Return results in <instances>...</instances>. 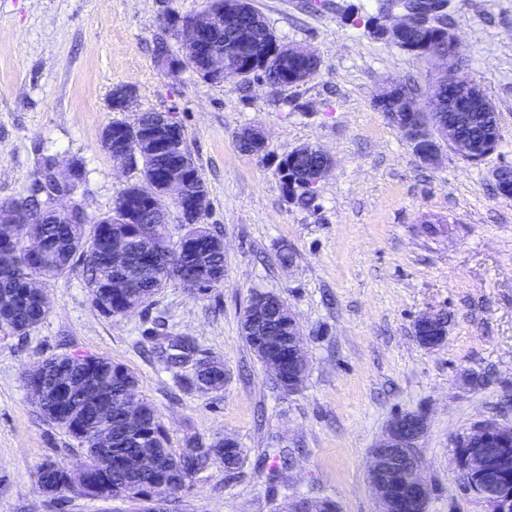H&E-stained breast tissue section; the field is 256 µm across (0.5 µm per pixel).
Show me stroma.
I'll return each mask as SVG.
<instances>
[{
	"instance_id": "35a3bbf8",
	"label": "stroma",
	"mask_w": 512,
	"mask_h": 512,
	"mask_svg": "<svg viewBox=\"0 0 512 512\" xmlns=\"http://www.w3.org/2000/svg\"><path fill=\"white\" fill-rule=\"evenodd\" d=\"M277 39L313 50L318 73L297 87L205 80L173 73L158 43L178 52L165 17L193 16L209 0H0V200L28 193L42 155L85 164L77 198L90 220L130 182L102 150L104 128L136 113H174L208 191L202 223L224 239L222 286L195 297L169 282L148 308L112 316L93 306L80 273L41 281L50 315L28 335L0 331V512H137L39 487L45 460L77 463L81 450L49 422L21 373L41 357L104 356L128 366L173 450L188 439L234 437L239 474L216 465L173 512H280L296 496L338 512H377L369 451L399 412L424 409L418 445L428 512H488L461 494L454 441L478 422L512 425V197L492 173L512 165V0H449L468 77L495 105L502 140L479 162L442 149L423 164L373 104L379 84L416 78L435 62L364 35L341 18L376 0H254ZM137 90L135 109L109 105L113 87ZM262 126L269 158L240 151V129ZM320 146L334 167L313 209L284 194L274 157ZM288 245L291 266L276 251ZM256 292L283 298L304 332L308 376L293 393L273 388L240 322ZM445 317L446 339L422 347L414 322ZM186 336L195 356L220 358L223 390L174 380L164 336ZM292 461L269 487L273 451Z\"/></svg>"
}]
</instances>
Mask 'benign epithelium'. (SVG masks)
I'll list each match as a JSON object with an SVG mask.
<instances>
[{
    "label": "benign epithelium",
    "instance_id": "1",
    "mask_svg": "<svg viewBox=\"0 0 512 512\" xmlns=\"http://www.w3.org/2000/svg\"><path fill=\"white\" fill-rule=\"evenodd\" d=\"M400 6L394 8L382 20L384 38L389 42H400L406 33L414 30L426 31L437 25L436 16L443 9L436 5L437 0H397ZM239 6L234 0L224 4V14L217 15L207 10L189 18L182 26L184 32V59L191 60L194 52L205 59L207 71L215 77L238 76L252 65L254 57L248 48V36L240 26ZM442 49L419 48L422 56L441 62V75L448 74L449 61L456 57V36L443 32ZM271 52L282 62L302 59L305 67L295 73L301 82L312 79L319 70L320 60L312 52L297 46L274 42ZM137 98V90L132 85L123 88L121 96L110 100L115 112L128 111ZM375 105L386 119L396 126L406 143L423 161L432 163L439 156L441 145L456 149L457 134L451 125L443 126L436 116V98L425 97L424 107H419L417 97L395 80L385 81L375 94ZM171 124L170 116L159 113L157 119L147 122L127 124L129 142L121 150H113L110 157L122 169L135 170L145 156H156L167 143L164 127ZM324 165L304 175V182L312 190L331 170L332 161L324 155ZM191 166L189 158L176 160L161 172L160 178L149 186L139 185L140 193L156 202L186 201L190 212H201L207 207V197L199 191H191L185 171ZM79 166L71 162L67 175H54L59 189L52 193L51 215L60 224H85L87 218L81 206L72 201L76 192L75 184ZM24 219V207L14 206L0 209V244L11 241L18 224ZM269 295L258 293L247 307V319L261 321L266 315ZM288 318V359L298 364V371L288 376L282 375L283 364L277 359L264 362L284 391L295 392L302 387L308 371V357L304 346L302 329L291 311L282 309ZM427 430V419L423 414L405 412L396 415L388 423L382 438L372 448L368 465V483L375 496L378 512H405L409 508L424 509L428 498L427 485L420 473L409 477L406 487L400 483L399 470L388 461L394 449L416 448ZM462 449L455 465L460 474L461 487L484 502L490 512H512V480L499 481L500 476L512 474V426L493 421L475 425L472 432L461 438Z\"/></svg>",
    "mask_w": 512,
    "mask_h": 512
}]
</instances>
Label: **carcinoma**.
I'll return each instance as SVG.
<instances>
[{
	"label": "carcinoma",
	"mask_w": 512,
	"mask_h": 512,
	"mask_svg": "<svg viewBox=\"0 0 512 512\" xmlns=\"http://www.w3.org/2000/svg\"><path fill=\"white\" fill-rule=\"evenodd\" d=\"M295 64L278 67L270 59H256L255 68L263 70L268 79L280 87H292L288 72ZM454 78L442 81L434 89L441 98L439 111L457 123L462 140L468 142L479 156L495 137L499 117L495 107L483 93L469 99L466 112L456 111L454 102L471 80L463 76L459 65L452 67ZM53 157L42 159V178L28 194L19 196L26 202L27 223L15 244L0 247V329L17 335H27L44 321L50 307L31 283L39 279L61 277L80 269L89 288L92 303L112 316L125 313L129 307L146 308L154 295L171 280L185 284L191 272L201 269L220 282L224 280L223 239L205 224L181 217L182 234L176 246L169 245L166 228L168 210L148 207L136 194L135 186L124 187L114 200L112 209L99 223L52 224L43 215V206L50 191L55 189L51 168ZM314 147L305 146V152L295 150L282 154L278 169H287L290 175H302L305 169L319 163ZM123 221L134 224H161L156 239H129L121 251V258L112 255V235H101L103 225H117ZM28 238H39L47 250L36 261L30 259L25 246ZM124 277L131 286L117 294L112 293V280ZM41 377L47 378L64 370L77 379L84 364L68 355L46 356L40 362ZM90 378L98 387L101 399L89 404L73 395V405L64 406L47 390L43 391L39 407L47 420L61 426L82 450L79 464L89 476L92 494L105 501L122 488L127 495L150 497L161 493L174 503L189 489L193 481L213 465H224L227 475H234L242 467L245 449L236 443L231 447L218 439L206 447L190 439L179 452L169 448L166 431L158 420L154 407L147 400L140 402L136 419H129L128 398L137 385L133 371L103 357L96 358L89 367ZM189 388L200 392H218L224 389V364L210 357L180 375ZM101 434L112 435V447L98 448L95 440ZM68 464L45 462L39 472L40 486L51 485L57 493H64V471ZM292 512H336L330 500L320 503L299 499L291 503Z\"/></svg>",
	"instance_id": "obj_1"
}]
</instances>
